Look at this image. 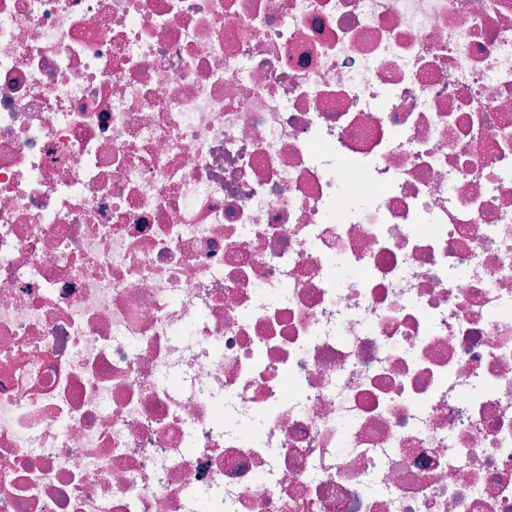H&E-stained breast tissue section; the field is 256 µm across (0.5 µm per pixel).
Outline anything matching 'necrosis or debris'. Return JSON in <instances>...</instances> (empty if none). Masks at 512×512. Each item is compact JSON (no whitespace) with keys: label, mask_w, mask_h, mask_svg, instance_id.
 Returning <instances> with one entry per match:
<instances>
[{"label":"necrosis or debris","mask_w":512,"mask_h":512,"mask_svg":"<svg viewBox=\"0 0 512 512\" xmlns=\"http://www.w3.org/2000/svg\"><path fill=\"white\" fill-rule=\"evenodd\" d=\"M0 512H512V0H0Z\"/></svg>","instance_id":"4bbe7bcc"}]
</instances>
